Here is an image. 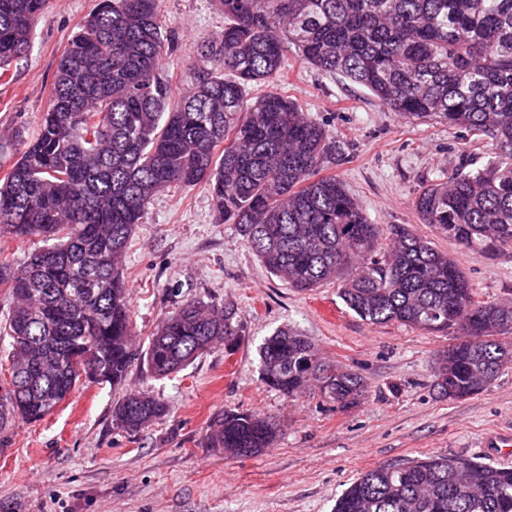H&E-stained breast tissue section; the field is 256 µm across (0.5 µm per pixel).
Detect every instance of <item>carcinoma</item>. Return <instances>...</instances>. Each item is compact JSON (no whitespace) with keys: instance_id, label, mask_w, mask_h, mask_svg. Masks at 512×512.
<instances>
[{"instance_id":"obj_1","label":"carcinoma","mask_w":512,"mask_h":512,"mask_svg":"<svg viewBox=\"0 0 512 512\" xmlns=\"http://www.w3.org/2000/svg\"><path fill=\"white\" fill-rule=\"evenodd\" d=\"M224 32L204 41L187 94L174 98L163 60L174 34L158 0H97L55 72L37 134L0 178V234L52 242L19 267L0 259L12 307L3 331L10 381L0 432L38 421L82 377L122 383L138 365L157 378L186 369L237 336L233 312L191 301L166 316L146 349L133 342L121 264L134 227L165 190L202 185L218 221L235 224L267 271L298 292L343 279L339 298L370 324L462 339L438 359L436 385L462 399L512 364V305L475 298L463 269L412 229L385 233L344 182L320 177L336 152L325 127L278 91L248 90L281 69L287 48L339 74L389 110L436 118L484 142L491 159L423 187V223L478 256L512 246V0H215ZM47 0H0V76L30 47ZM268 387L289 398L316 381L340 408L361 378L321 361L299 334L280 330L259 350ZM143 393L112 410V428L139 433L166 415ZM277 426L226 411L211 448L252 456ZM334 512H512V467L449 455L379 466L337 498Z\"/></svg>"}]
</instances>
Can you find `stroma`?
Returning a JSON list of instances; mask_svg holds the SVG:
<instances>
[{
	"label": "stroma",
	"mask_w": 512,
	"mask_h": 512,
	"mask_svg": "<svg viewBox=\"0 0 512 512\" xmlns=\"http://www.w3.org/2000/svg\"><path fill=\"white\" fill-rule=\"evenodd\" d=\"M94 5L49 0L27 55L0 77V133H35L59 58ZM160 9L178 40L164 65L179 93L197 45L223 32L224 16L214 0H161ZM270 86L334 137L336 160L323 172L344 181L372 223L412 227L456 258L477 299L512 302L511 247L474 255L422 224L414 206L429 181L483 168L485 146L443 122L397 116L292 49ZM123 269L137 346L147 347L160 321L193 299L233 308L236 344L217 346L169 378L136 367L118 385L81 379L43 420L16 422L0 434V512H333L351 482L380 465L452 454L512 466V368L478 394L442 396L436 362L453 333L363 322L343 305L336 281L295 292L266 271L235 225L218 222L203 186L153 202ZM281 329L357 373L360 402L341 409L314 386L288 398L264 385L259 349ZM131 392L167 406L135 437L112 428L115 403ZM227 410L273 419V446L247 457L207 447L213 417Z\"/></svg>",
	"instance_id": "obj_1"
}]
</instances>
